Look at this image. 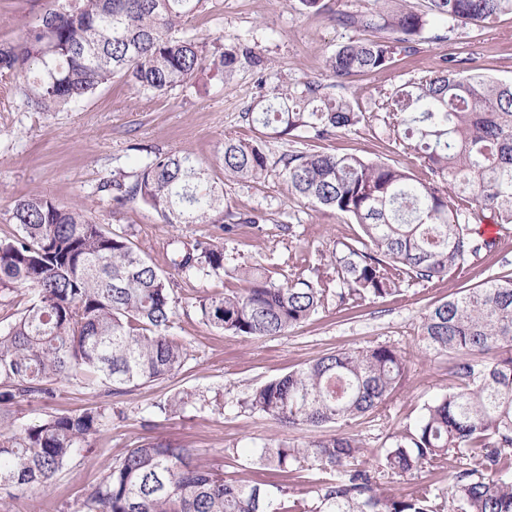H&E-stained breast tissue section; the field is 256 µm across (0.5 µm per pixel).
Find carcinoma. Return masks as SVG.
<instances>
[{
  "label": "carcinoma",
  "instance_id": "obj_1",
  "mask_svg": "<svg viewBox=\"0 0 512 512\" xmlns=\"http://www.w3.org/2000/svg\"><path fill=\"white\" fill-rule=\"evenodd\" d=\"M206 0H57L16 44L0 43V76L36 112H57L114 79L137 92L166 93L194 82L207 67L264 71L247 44H210L181 34ZM385 11L342 14L336 21L384 31L351 39L326 58L333 79L376 74L395 56L417 51L434 21L448 32L512 12V0H408ZM454 58L437 72L380 94L378 112L335 95L337 84L280 79L247 108L260 127L250 139L224 138L225 180L258 182L278 169L314 206L352 218L357 244H342L310 279L278 282L268 269L238 267L246 283L197 301L202 320L220 332L254 339L278 336L308 321L329 299L348 311L434 284L491 247L472 222L488 211L512 225V84L460 75ZM363 125L392 137L419 159L430 178L402 164L354 154L291 148L270 161L268 143L323 141ZM112 205L139 200L166 224H224L230 235L255 213L224 214V180L189 153H158L133 175L113 174ZM19 231L0 239V289L27 288L32 298L0 331V405L51 394L55 381L81 378L122 395L176 374L187 355L172 336L175 306L169 277L128 238L91 220L81 205L44 197L18 201ZM208 275L224 271V246L198 242L176 263ZM425 355L455 358L454 391L425 404L413 429L392 435L368 466L351 420L381 407L401 382L406 356L377 343L322 355L265 382L250 407L297 428L336 425L329 438L251 450L261 465L308 466L321 477L312 504L299 507L257 484L228 481L194 465L189 450L161 442L130 449L86 496L82 512H512V275L495 276L427 310L417 326ZM103 410L51 415L0 431V490L44 487L86 438L103 426ZM459 465L440 488L384 491L377 474L413 476Z\"/></svg>",
  "mask_w": 512,
  "mask_h": 512
}]
</instances>
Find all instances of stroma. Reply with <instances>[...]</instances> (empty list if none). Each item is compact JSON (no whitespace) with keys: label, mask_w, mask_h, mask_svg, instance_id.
<instances>
[{"label":"stroma","mask_w":512,"mask_h":512,"mask_svg":"<svg viewBox=\"0 0 512 512\" xmlns=\"http://www.w3.org/2000/svg\"><path fill=\"white\" fill-rule=\"evenodd\" d=\"M323 3L320 10L306 11L298 0H207L190 19L189 34L253 47L265 61L261 74L249 67L228 78L206 73L192 86L160 95L114 82L57 112L25 110L13 94L12 78L0 76V238L17 230L11 213L18 199L41 196L61 206L82 204L97 223L126 235L169 276L176 310L171 333L187 347L178 373L122 396L87 389L73 379L56 384L52 397L13 403L8 419L17 425L96 407L104 408L108 419L100 432L88 436L86 452L68 460L46 487L34 493L0 492V512H77L129 449L155 439L190 449L194 463L221 469L225 479L281 486L289 499L308 498L313 472L263 468L253 463L249 451L272 440L319 439L331 435V428L291 429L251 411L244 401L264 382L336 350L393 343L406 354L403 381L389 401L346 427L362 442L367 463L389 446L392 433L416 424L426 402L454 390L451 358H421L416 327L433 304L488 278L512 274V232L498 231L493 246L469 261L462 274L428 286L409 285L402 295L349 313L337 312L331 301L301 326L255 340L201 321L196 297L237 282L179 271L172 263L175 243L220 242L226 267L260 264L294 279L308 276L336 243L355 242L360 228L352 219L304 203L275 172L256 183L225 182V209L263 217L259 226L240 227L230 237L219 224L162 223L135 200L118 210L112 207L113 173L135 172L158 152L191 153L212 175L222 176L225 138L253 135L243 114L258 98L260 80L326 78V57L356 35L355 29L339 25L337 16L371 11L375 5L373 0ZM50 5L51 0H0V42L18 41ZM449 57L464 59L465 72L512 82V13L452 36L446 24L434 22L422 33L416 53L381 73L354 78L345 92L358 99L363 111H375L380 92L437 70ZM320 147L390 163L405 160L393 141L375 138L362 127L337 133ZM176 395L187 397V404L159 413L157 403Z\"/></svg>","instance_id":"obj_1"}]
</instances>
